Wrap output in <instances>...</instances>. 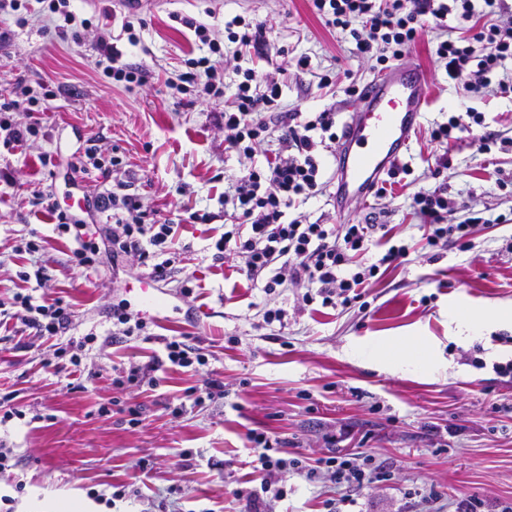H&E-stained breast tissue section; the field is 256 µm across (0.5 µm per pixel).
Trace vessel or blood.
Returning <instances> with one entry per match:
<instances>
[{"label": "vessel or blood", "instance_id": "vessel-or-blood-1", "mask_svg": "<svg viewBox=\"0 0 512 512\" xmlns=\"http://www.w3.org/2000/svg\"><path fill=\"white\" fill-rule=\"evenodd\" d=\"M427 98V85L414 67L398 65L368 82L336 154L337 208L367 196L373 183L400 160Z\"/></svg>", "mask_w": 512, "mask_h": 512}]
</instances>
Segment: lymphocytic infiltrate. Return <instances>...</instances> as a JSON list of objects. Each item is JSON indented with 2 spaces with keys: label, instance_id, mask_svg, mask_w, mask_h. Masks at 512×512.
<instances>
[{
  "label": "lymphocytic infiltrate",
  "instance_id": "f902f5d3",
  "mask_svg": "<svg viewBox=\"0 0 512 512\" xmlns=\"http://www.w3.org/2000/svg\"><path fill=\"white\" fill-rule=\"evenodd\" d=\"M315 14L325 26L340 31L354 43L362 58L389 68L400 60L421 36L428 22L444 25L450 14H458L465 27L457 37L441 41L435 48L449 80L461 84L468 93L495 87L497 93L512 94V75L491 81V74L512 59V24L499 23L507 9L505 0H311ZM199 43L207 45L206 56L189 57L184 70L168 73L166 85L195 97H219L224 93V71L213 53L220 47L211 28L204 23L192 25ZM100 57L107 60L106 75L113 84L125 89L145 81L148 71L140 64L121 63V53L107 38L97 42ZM281 95L277 82L264 79L254 69H246L237 87L234 102L224 111L227 132L225 148L253 159L255 143L270 127L279 130L278 143L287 158L240 170L232 177L224 203L236 219L214 243L217 256L236 260V272L250 287L265 295L280 294L287 283L305 285L303 305L320 304L324 308L350 309L377 280L382 267L407 262V245L391 244L371 264L360 263V255L370 251L378 227L374 224H318L309 221L301 207L323 193L327 186L318 156L320 147L336 139V115L318 112H274ZM57 90H36L17 82L7 100L0 103V143L11 150L29 145L43 126L41 100H53ZM126 182L96 193L95 209L111 213L106 230L113 258L131 256L147 268L157 282L170 280L176 272V256L168 244L176 229L169 222H158L143 210L139 199L126 191ZM413 208L423 220L427 247L435 248L459 242L469 235L475 217L458 224L448 221V200L443 187L419 189L413 195ZM40 338L65 335L73 311L62 298L51 300L33 294L15 293L11 301L0 300V328L14 318ZM147 319L132 318L123 308L112 311L113 340H159L162 357L149 365H132L116 370V386H138L150 380L152 372L163 364L180 368H198L208 362L199 337H154ZM253 468L263 474L259 487L236 490L244 503V512H263L270 499L283 497L278 477L288 467L299 466V459L280 454L279 438L249 431ZM324 466L336 484L349 491L366 489L382 475V465L367 466L354 458L330 456Z\"/></svg>",
  "mask_w": 512,
  "mask_h": 512
}]
</instances>
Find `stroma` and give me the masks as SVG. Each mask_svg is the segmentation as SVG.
Returning <instances> with one entry per match:
<instances>
[{"label":"stroma","instance_id":"1","mask_svg":"<svg viewBox=\"0 0 512 512\" xmlns=\"http://www.w3.org/2000/svg\"><path fill=\"white\" fill-rule=\"evenodd\" d=\"M71 8L89 25L80 39L66 42L54 39L44 21L20 26L14 14L0 15V30L13 33L0 56V85L22 78L63 90L49 102L29 148L0 145V173L9 176L0 180V299L23 287L32 266L16 248L36 232L51 258L43 292L63 297L74 312L69 337L92 330L100 337L82 357L94 376L82 381L50 368L49 343L0 332V397L11 395L20 412L0 422V443L15 454L14 466L0 470V495L13 497V512H80L85 503L95 512H239L234 492L244 474L262 480L250 465L251 430L275 434L305 466L282 473L287 494L271 500V512H327L328 500L342 495L317 467L331 455L369 456L386 467L348 512H424L432 492L444 512H455L467 497L479 498L487 512L512 507V382L491 369L512 359V222L492 223L512 212V97L471 96L448 80L433 50L450 30L428 24L402 59L421 68L430 86L403 156L415 184L349 206L351 221L391 225L395 243L411 247L408 263L368 288L361 309L304 310L303 287L289 285L278 299L288 325L270 327L262 319L265 295L213 254L231 221L224 212L226 177L251 161L275 159L278 133L269 130L254 158L225 151L224 108L252 68L280 85V111L331 110L343 122L357 102L347 87L364 88L378 72L375 62L328 30L309 0H156L133 12L143 21L135 45L121 33L128 8L114 0H73ZM238 15L266 29L261 50L239 54L225 44L223 97H183L168 88L166 72L196 48L184 19L220 31ZM102 35L112 37L123 61L149 69L146 84L113 86L99 64ZM302 55L311 61L305 70L295 66ZM322 74L331 79L323 89ZM469 109L483 116L474 135L498 137L491 153L466 139L446 148L430 143L433 122ZM90 139L104 158H122L130 192L144 210L177 223L174 243L195 278L188 297L179 282L157 284L161 305L151 342L105 340L113 306L139 309L133 290L146 276L137 260L115 264L103 251L93 271L67 267L71 238L57 234L45 205L33 198L49 194L65 209L72 198L112 187L100 171L74 169ZM11 183L23 186V194L7 193ZM438 186L456 220L468 211L484 217L470 247L422 248L412 195ZM463 309L489 319L468 330L457 319ZM182 333L202 338L207 368L223 381L226 399L173 416L200 375L167 365L156 385H113V367L152 363L161 353L159 337ZM395 347L405 354L393 361ZM475 357L486 368L473 367ZM131 407L140 411L139 424L129 422ZM434 425L458 431L436 437ZM117 489L123 498H113Z\"/></svg>","mask_w":512,"mask_h":512}]
</instances>
